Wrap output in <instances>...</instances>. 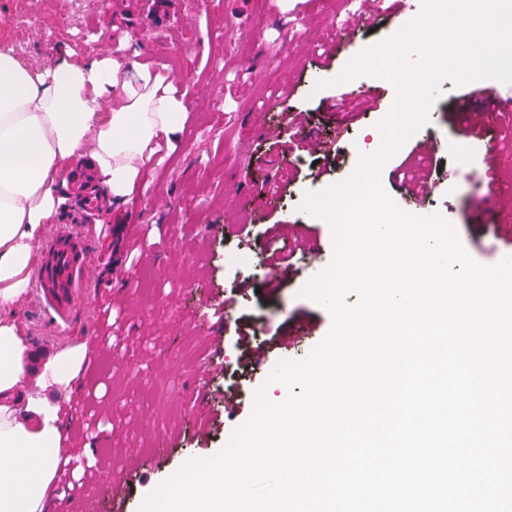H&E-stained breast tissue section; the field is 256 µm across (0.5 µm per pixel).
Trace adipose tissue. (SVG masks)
I'll list each match as a JSON object with an SVG mask.
<instances>
[{
  "instance_id": "1",
  "label": "adipose tissue",
  "mask_w": 512,
  "mask_h": 512,
  "mask_svg": "<svg viewBox=\"0 0 512 512\" xmlns=\"http://www.w3.org/2000/svg\"><path fill=\"white\" fill-rule=\"evenodd\" d=\"M185 95L167 74L64 50L39 68L0 45V512H50L67 461L65 402L87 365L85 344L35 356L17 310L34 245L70 187L83 146L108 204H128L161 145L186 136Z\"/></svg>"
}]
</instances>
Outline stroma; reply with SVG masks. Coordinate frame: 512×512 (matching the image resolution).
<instances>
[{
    "label": "stroma",
    "mask_w": 512,
    "mask_h": 512,
    "mask_svg": "<svg viewBox=\"0 0 512 512\" xmlns=\"http://www.w3.org/2000/svg\"><path fill=\"white\" fill-rule=\"evenodd\" d=\"M336 9V0H163L148 15L140 0H0V42L33 64L50 63L64 48L134 54L173 77L188 102L185 140L157 157L132 204L93 211L70 196L48 225L50 235L72 227L106 261L68 299L71 329L56 331L32 299L19 310L29 342L48 351L82 343L91 358L67 421L89 445L97 475L71 471L55 490L61 512H114L106 494L113 480L126 487L124 512H139L186 462L226 446L249 419L259 387L283 401L287 388L267 382L276 363L305 358L328 333L329 313L298 292L329 265L333 234L299 205L306 192L347 179L361 156L377 151V124L396 91L368 74L332 87L327 81L364 46L418 16L367 22ZM441 88L429 122L382 164L380 182L405 211H437L472 259L493 265L512 255V219L495 204L478 206L490 162L460 164L469 137L455 109L465 89L448 80ZM345 94L378 98L379 106L341 110ZM282 122L290 133L273 136ZM308 135L334 141V151L305 150ZM486 137L500 186L512 188V111L494 114ZM428 141L436 149L426 150ZM315 164L326 168L317 179ZM241 247L265 260L288 252L292 278L273 287L270 269L237 268L228 255ZM207 296L221 297L226 312L204 306ZM302 324L315 326L314 337L289 349L271 342L272 333L282 338ZM142 416L171 432L166 453L142 429Z\"/></svg>",
    "instance_id": "stroma-1"
}]
</instances>
